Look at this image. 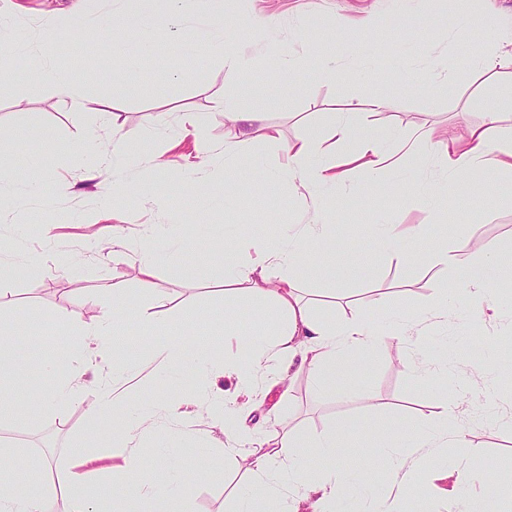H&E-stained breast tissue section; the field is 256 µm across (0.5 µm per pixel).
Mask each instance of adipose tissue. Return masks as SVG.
I'll use <instances>...</instances> for the list:
<instances>
[{
    "mask_svg": "<svg viewBox=\"0 0 512 512\" xmlns=\"http://www.w3.org/2000/svg\"><path fill=\"white\" fill-rule=\"evenodd\" d=\"M138 5L137 19L145 28H153L161 13L174 20L175 29L167 37L175 55H182L192 35L201 29L210 39L209 52L223 69L225 81L239 82L251 71L252 57L225 42L219 8H212L205 21L195 12L192 0H138ZM476 24L472 16L460 15L450 34L458 48L465 50L468 69L480 75H498L507 66L504 57L470 49ZM0 41L6 42L9 52L26 57L33 71L48 77L53 95L71 109L107 116L112 125L111 140L103 142L91 135L80 146L82 152L96 160L84 177L110 181L111 196L125 195L127 185L113 178L115 172L127 166L134 152L124 133L122 113L108 111L105 102L91 98L84 89L57 75L49 58L15 41L12 33H0ZM210 107L223 113L229 126L222 149L225 173H232L243 162L247 144L260 130L268 142L279 145L282 160L275 168L260 173L259 183L273 184L289 175L298 178L315 199L327 192L346 194L363 177L369 178L373 189H383V175L400 162L396 148L408 138L393 130L364 126L359 113L336 112L330 117L326 133L286 141L276 127L267 124L265 113L239 111L223 91L212 93ZM511 112L512 93L494 101L485 122L470 129L466 136L428 127L417 130L410 138L446 163L447 193L459 194L468 190L470 178L487 166L512 174V133L500 124L502 115ZM444 194L435 192L431 198L439 201ZM329 243L330 226L323 222L289 226L287 235L276 242L245 237L242 256L221 260L224 282L231 285L236 306L271 310L269 329L255 335L236 327L226 331L221 344L209 347L198 346L184 334L167 333L152 344L151 360L162 368H179L187 377L198 372L224 375L233 379L239 391L254 388L262 381L267 392L284 400L290 395L294 379L303 373L313 378L318 389L332 388L337 373L346 367L347 355L373 351L391 342L424 351L422 335L428 321L447 319V309L404 308L391 313L382 330L356 316L338 324L314 316L303 284L313 275L334 279V266L323 260ZM429 262L453 272L456 295L465 298L474 316L480 319L497 309L496 285L512 280L511 261L501 260L492 248L467 241L440 238L429 254ZM127 298V288L118 283L111 288L110 303L95 319L86 320L77 312L67 314V343L84 350L85 355L38 398L42 411L54 415L64 404L91 394L87 406L89 422L94 430L106 435L104 447L80 450L59 472L60 483L71 492L67 512H176L183 491L199 466L198 460L160 455L148 461L139 448L145 434L159 430L160 414L178 406L183 409V426L203 419L222 433V440L211 442L213 451L245 461L244 476L252 491L237 499L234 512H336L337 505L347 499V475L352 468L339 428H332L315 440L301 439L286 429L274 431L270 421L250 422L242 406L227 395L181 396L182 385L178 382L162 398L134 412H127L118 404L116 391L128 374L112 365V328L118 319L137 318L136 311L128 307ZM235 308L225 309V319H235ZM466 399L465 389L449 392L439 404L432 424L413 431L407 447L383 448L382 462L391 475L397 498L404 500L413 494L419 475L427 472L429 462L440 449L459 447V413ZM272 435L277 438L275 449L245 457V446ZM325 451L336 455L332 471L316 475L299 466V459ZM156 468L172 473L170 483L152 484L151 472ZM96 479L111 487V497L93 501L86 496V487ZM53 495L50 489L40 496L31 495L23 480L1 483L0 512H51Z\"/></svg>",
    "mask_w": 512,
    "mask_h": 512,
    "instance_id": "1",
    "label": "adipose tissue"
}]
</instances>
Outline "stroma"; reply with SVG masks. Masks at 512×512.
<instances>
[{"instance_id":"35a3bbf8","label":"stroma","mask_w":512,"mask_h":512,"mask_svg":"<svg viewBox=\"0 0 512 512\" xmlns=\"http://www.w3.org/2000/svg\"><path fill=\"white\" fill-rule=\"evenodd\" d=\"M136 7L135 0H0V14L8 17L16 38L29 39L32 29L41 27L43 51L55 68L92 97H111L115 111L124 113L125 131L138 143L139 153L132 156L122 176L135 185L150 183L154 196L149 203L136 191L116 202L111 211H104L100 222L104 237H111L113 225H120L124 247L111 253L89 246L77 216L103 210L106 185L78 183L64 193L51 176L78 174L79 161L70 145L89 134L104 141L109 132L95 114L70 111L43 83L32 79L24 58L0 54V189L11 195L33 183L39 186L37 194L20 207L0 203V246H15L38 256L52 248L82 257L73 275L41 266L0 283V295L11 304L0 317L16 322L22 335L15 357L0 364V386H9L20 374L32 393L14 418L0 420V437L28 457L30 489L39 492L55 486L54 506L57 512H66V493L57 485V471L88 445L84 402L48 416L34 398L53 384L44 367L47 360L59 359L64 368L77 361L76 356L61 353L67 331L58 319L60 312L79 310L86 318L97 316L112 283L120 281L129 290L130 304L143 309L149 318H163L167 330L188 331L203 346L219 343L224 328L216 318L223 315L226 304L219 258L238 225H249L254 236L272 238L289 225L309 223L318 213L332 225L337 265L335 280L311 277L305 282L314 314L339 321L355 311L380 325L387 311L407 303H447V326L431 329L425 343L430 359L447 362L448 371L423 389L415 377L416 360L405 347L395 343L359 353L330 391L317 390L308 375L297 376L291 400L278 409L280 420L298 434L316 437L351 418L344 435L354 462L351 488L360 494L385 496L390 480L377 460V448L386 443L405 445L409 421L428 425L450 388L470 385L479 406L464 414L462 445L452 451V462L462 472L463 481L453 491L446 478L423 479L418 487L423 512H456L454 498L479 492V484L471 477L484 470L498 482V495L488 504L490 512H512V379H506L507 366L501 360L503 353L512 352V283L501 285L497 292V316L475 320L464 299H443L442 291L452 287L453 279L427 264L430 243H419L402 259L391 261L379 257L374 236L379 224H426L432 236L481 241L502 259H510L512 175L486 169L471 193L436 212L419 202L416 189L443 179V163L418 151L394 175L405 184L404 192L375 193L362 185L336 206L312 201L294 179L257 190L258 169L276 166L279 155L275 145L258 136L249 146L247 163L233 178H225L224 161L216 159L213 175L222 182L224 204L212 207L206 202L210 185L188 190L184 187L186 170L149 174L141 162L142 156L158 155L168 148L169 137L153 133L159 112L201 113L208 139L223 146L224 116L209 108L215 89L235 97L243 112L259 109L260 93L280 91L281 102L271 109L268 122L287 140L321 131L329 113L341 111L362 113L373 129L392 126L410 134L436 125L465 133L485 121L501 82L472 74L459 62L454 44L435 26L451 24L459 14L467 13L485 30H492L499 19L512 17V0H222L231 42L255 60L252 71L236 85L225 84L224 72L211 62L200 34L194 37L195 50L178 59L169 41L158 38L150 57L131 68L118 47L143 40L144 32L136 23L121 28L112 44L85 35L73 41L54 32V17L63 12L79 17L110 12L127 16ZM366 12L381 17L384 26L382 35L366 46L374 60L373 71L361 74V62L347 56L340 76L324 81L320 76L323 57L338 45L329 36L311 33L309 23L318 17L339 29L344 20ZM283 51L305 57L304 68L291 75L279 73L277 59ZM406 55L448 59L455 71L454 83L434 88V75L406 67L402 62ZM381 97L394 99L395 109L375 110L371 102ZM45 126L58 139L55 149H41L33 137L36 128ZM35 154L41 158L37 169L30 161ZM153 224L187 239V257L194 269L183 270L174 259L161 256L157 292L152 295L139 288L134 265L150 243ZM200 310L214 313V320L194 322ZM119 329L114 359L135 365L138 371L128 388V404L134 408L161 395L165 381L146 356L151 337L143 335L135 322H122ZM196 429V434H189L179 419H172L167 429L143 439V454L149 459L160 453L205 458L206 465L194 476L184 500V512H231L243 489L241 474L233 465L210 457L203 439L207 423L198 422Z\"/></svg>"}]
</instances>
